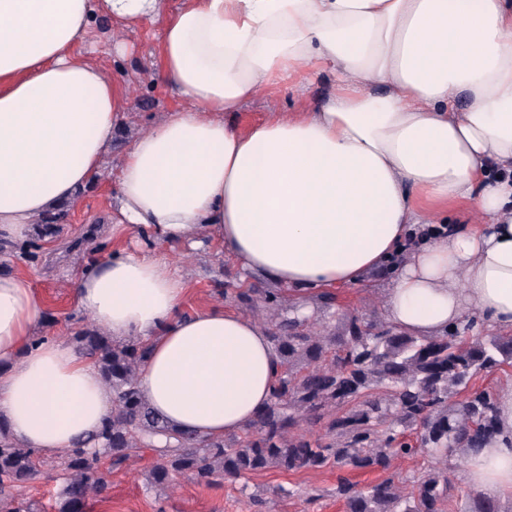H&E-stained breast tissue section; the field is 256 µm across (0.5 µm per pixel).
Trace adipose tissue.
Listing matches in <instances>:
<instances>
[{
	"instance_id": "obj_1",
	"label": "adipose tissue",
	"mask_w": 512,
	"mask_h": 512,
	"mask_svg": "<svg viewBox=\"0 0 512 512\" xmlns=\"http://www.w3.org/2000/svg\"><path fill=\"white\" fill-rule=\"evenodd\" d=\"M158 27L159 77L184 107L134 140L117 172L116 241L169 254L87 262L78 308L150 355L139 388L171 427L243 432L266 407L279 359L256 318L185 311L182 258L210 244L241 280L303 303L371 274L396 329L435 336L477 313L512 331V0H0V240L76 200L103 169L129 85L86 61L96 17ZM336 76L309 112L239 128L242 105L300 75ZM475 228L457 226L460 207ZM28 277L0 276V421L52 457L92 446L112 412L93 360L48 335ZM500 435L465 467L490 498L512 494V386Z\"/></svg>"
}]
</instances>
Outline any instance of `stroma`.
<instances>
[{"mask_svg": "<svg viewBox=\"0 0 512 512\" xmlns=\"http://www.w3.org/2000/svg\"><path fill=\"white\" fill-rule=\"evenodd\" d=\"M157 27L146 23L121 33V40L132 46L133 55L112 50L111 23L96 18L91 34L80 42L88 59L100 65L108 75L125 79L130 92L124 103L127 123L115 132L112 150L103 164V172L91 186L82 189L77 203L65 218L60 235L65 246L61 251L41 248L35 259H11L0 265L4 274H23L30 278L45 309L54 320L52 333L70 340L74 331L88 324V317L79 310L72 283L90 259L86 235H94L105 252L127 249L134 253H167L166 245L146 241L139 236L127 242L112 243L101 232L112 213L117 190V168L133 138L146 129L152 120L177 109L181 101L160 80L154 78ZM336 86V76L322 74L309 83L284 85L276 91H263L246 102L237 118L240 126L262 120L271 112H297L324 101ZM189 276L190 290L185 299L186 310L192 311L217 301L216 282L235 287L238 274L219 248L188 256L183 261ZM386 280L372 275L357 285L336 289V300L342 309L352 311L368 321L384 322L382 297ZM154 461L149 449H141L121 467L110 469L109 499L94 503L92 512H343L333 490L338 477H346L359 485H367L391 474L402 478L428 467L430 457L419 454L394 460L389 471L353 470L326 467L317 471L284 472L271 468L238 478H227L212 485L196 483L192 478H178L169 489L148 486L146 474ZM62 487L57 461L44 459L37 476L18 489L24 501L56 512Z\"/></svg>", "mask_w": 512, "mask_h": 512, "instance_id": "35a3bbf8", "label": "stroma"}]
</instances>
